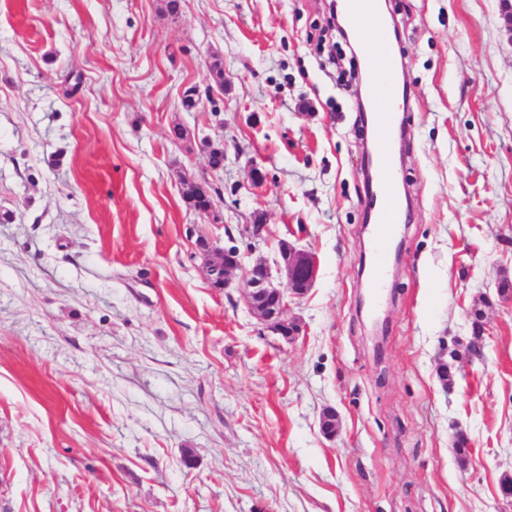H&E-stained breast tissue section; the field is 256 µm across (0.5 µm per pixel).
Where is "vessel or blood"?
I'll list each match as a JSON object with an SVG mask.
<instances>
[{"mask_svg": "<svg viewBox=\"0 0 512 512\" xmlns=\"http://www.w3.org/2000/svg\"><path fill=\"white\" fill-rule=\"evenodd\" d=\"M342 8L354 23L357 36L365 41L372 70L365 84L370 101L383 109L382 119L374 128L376 141V193L372 199L376 226L370 246L378 263H386L385 246L400 221L395 168L391 162L395 150V103L401 94L405 76L401 62L391 52V36L386 14L379 0H342Z\"/></svg>", "mask_w": 512, "mask_h": 512, "instance_id": "b4317fda", "label": "vessel or blood"}]
</instances>
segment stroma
I'll return each mask as SVG.
<instances>
[{
  "instance_id": "35a3bbf8",
  "label": "stroma",
  "mask_w": 512,
  "mask_h": 512,
  "mask_svg": "<svg viewBox=\"0 0 512 512\" xmlns=\"http://www.w3.org/2000/svg\"><path fill=\"white\" fill-rule=\"evenodd\" d=\"M505 5L388 4L409 207L378 291L360 271L373 188L329 0H180L173 16L165 0H0V512H512ZM191 86L211 95L187 111ZM184 174L219 187L209 219L183 202ZM201 235L239 248L232 286H210ZM283 240L319 264L289 303L293 341L239 288ZM478 299L482 356L443 385L442 346L470 339Z\"/></svg>"
}]
</instances>
